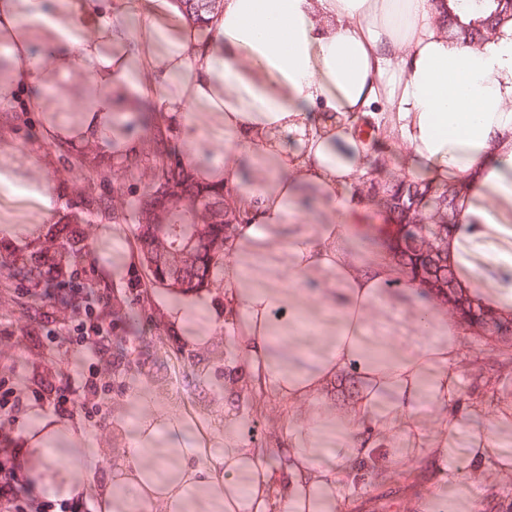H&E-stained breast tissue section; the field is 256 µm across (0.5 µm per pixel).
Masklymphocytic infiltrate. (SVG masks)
Returning a JSON list of instances; mask_svg holds the SVG:
<instances>
[{
    "mask_svg": "<svg viewBox=\"0 0 512 512\" xmlns=\"http://www.w3.org/2000/svg\"><path fill=\"white\" fill-rule=\"evenodd\" d=\"M44 290L71 316L62 325L46 324V345L80 354L79 368L72 378L50 388L34 392V402L51 406L62 416L92 419L98 411L102 393L124 382V362L112 346L118 324L112 318L118 299L110 277L90 268L87 273L60 278L56 269L43 266L33 289H25L21 298L32 301L37 290ZM14 451L0 450V512H90L87 503L37 501L25 491L12 463Z\"/></svg>",
    "mask_w": 512,
    "mask_h": 512,
    "instance_id": "lymphocytic-infiltrate-1",
    "label": "lymphocytic infiltrate"
}]
</instances>
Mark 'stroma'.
I'll use <instances>...</instances> for the list:
<instances>
[{"mask_svg":"<svg viewBox=\"0 0 512 512\" xmlns=\"http://www.w3.org/2000/svg\"><path fill=\"white\" fill-rule=\"evenodd\" d=\"M83 93V79L71 72L59 78L53 87L54 113L30 112L19 117L0 111V173L21 179L19 191H0V227L9 224L15 229L11 236L0 235V257L25 246L33 250L44 248L56 240L62 227L83 224L89 219L86 201L75 194L70 183L56 178L76 159L112 152L111 142L84 137L81 128L59 121L60 116L71 114V102L81 100ZM45 187L52 189L58 201L50 214L36 197ZM64 318V313L50 304L26 312L12 295L0 294V331L9 333L8 338H0V368L16 367L25 387L40 388L57 381L60 370L79 362L76 354L62 353L49 358L43 350L46 321ZM133 333L142 339V353L138 371L126 379L127 387L151 384L160 405L191 409L203 420H223L224 410L232 402L240 407L258 403L254 445L264 449L267 457L276 458L285 411L279 402L255 392L248 379L232 383L225 378L226 330L217 329L208 343L194 349L189 358L175 352L180 336L168 324L155 327L137 322ZM460 349V366L477 396L492 394L497 403L512 397L511 348L494 345L468 331L460 340ZM124 399L121 392L105 396L100 401L96 422L81 424L106 471L125 461L126 442L117 423ZM390 484L395 492L384 499L382 512H415L432 480L429 471L420 465L401 474L391 473Z\"/></svg>","mask_w":512,"mask_h":512,"instance_id":"obj_1","label":"stroma"}]
</instances>
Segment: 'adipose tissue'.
I'll return each mask as SVG.
<instances>
[{
  "instance_id": "ef3b65f1",
  "label": "adipose tissue",
  "mask_w": 512,
  "mask_h": 512,
  "mask_svg": "<svg viewBox=\"0 0 512 512\" xmlns=\"http://www.w3.org/2000/svg\"><path fill=\"white\" fill-rule=\"evenodd\" d=\"M445 12L433 0H220L200 29L172 0H64L61 19L41 0H0L14 36L1 103L82 73L97 89L82 109L86 133L108 138L149 108L195 175L230 194L241 216L218 270L227 315L203 294L162 300L187 347L227 327L228 360L243 361L253 387L287 410L275 497L249 409L209 423L157 409L138 385L121 419L127 460L102 483L83 431L32 408L29 445L14 460L28 494L94 493L96 512H342L357 473L389 458L402 471L432 469L424 512H485L499 476L512 473V401L493 413L466 402L463 323L384 253L365 264L351 248L379 214L362 190L370 167L354 126L363 117L399 148L406 176L461 186L458 223L499 226L498 201H512V20L472 46L449 37ZM24 16L47 37V68L21 46ZM205 140L224 148L202 164ZM303 219L309 228L293 230ZM473 253L505 270L512 253L481 232L448 241L462 290L512 317V280L481 287ZM397 307L411 309V323H375ZM339 374L360 385L346 412L316 403Z\"/></svg>"
}]
</instances>
